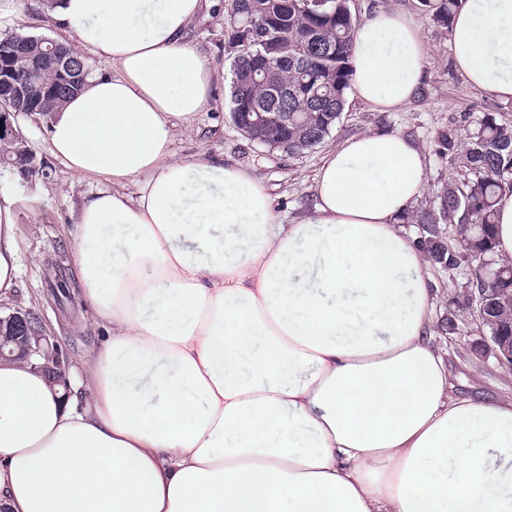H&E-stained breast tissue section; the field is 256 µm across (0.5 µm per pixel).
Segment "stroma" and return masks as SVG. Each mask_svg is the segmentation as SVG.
<instances>
[{
	"label": "stroma",
	"mask_w": 512,
	"mask_h": 512,
	"mask_svg": "<svg viewBox=\"0 0 512 512\" xmlns=\"http://www.w3.org/2000/svg\"><path fill=\"white\" fill-rule=\"evenodd\" d=\"M353 17L365 21L374 12L392 8L413 16L429 48L423 96L394 112H380L362 103L354 91H347L339 122L323 144L300 155L269 150L246 139L236 128L230 112V85L234 53L229 47L226 24L231 0H218L217 7L193 23L190 41L211 60L216 103L198 113L191 128L178 129L172 150L180 159L220 156L225 162L255 174L274 198L283 223L300 220L313 207V177L324 157L347 138L365 131H398L414 140L426 159L427 188L420 208H433L442 187L459 171L447 156L437 151L440 132L458 128L461 121L477 122L492 112L512 123V101L502 102L472 88L456 68L450 45V31L432 17L422 0H348ZM17 124L35 149L44 175L30 179L13 171L0 170V194L15 200L14 235L20 270L9 299L38 314L48 335L54 336L69 355L71 368L101 341V330L85 306L82 289L73 267L74 212L88 196L89 182L78 181L50 155L46 125L21 115ZM435 294V323L455 319L458 335L435 334L439 349L448 353L449 379L456 391L466 396L498 399L512 396V372L501 368L493 354L479 345L485 329L469 310L456 306L457 297L469 277L465 268L448 270L437 265L427 268Z\"/></svg>",
	"instance_id": "35a3bbf8"
}]
</instances>
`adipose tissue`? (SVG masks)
<instances>
[{
	"instance_id": "adipose-tissue-1",
	"label": "adipose tissue",
	"mask_w": 512,
	"mask_h": 512,
	"mask_svg": "<svg viewBox=\"0 0 512 512\" xmlns=\"http://www.w3.org/2000/svg\"><path fill=\"white\" fill-rule=\"evenodd\" d=\"M204 0H55L105 64L48 122L52 156L98 181L75 224L84 299L104 331L61 400L0 365L8 512H512V398L452 392L433 342L427 261L400 221L426 161L398 131L324 159L314 211L282 223L263 182L171 144L214 95L189 41ZM454 62L512 99V0H458ZM429 49L407 13L355 32L351 85L387 112ZM15 201L0 197V300L16 286Z\"/></svg>"
}]
</instances>
